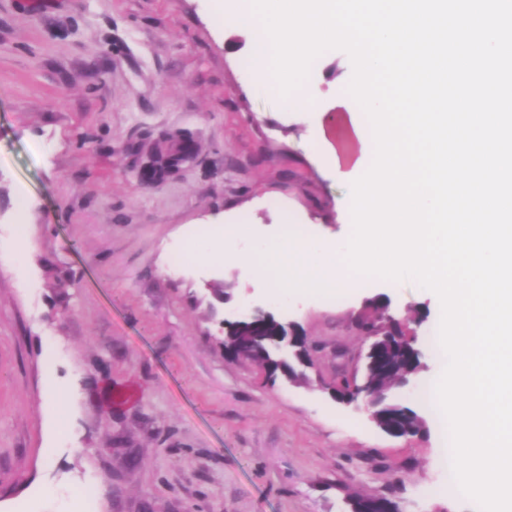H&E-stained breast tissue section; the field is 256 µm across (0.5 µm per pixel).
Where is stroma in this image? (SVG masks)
I'll return each instance as SVG.
<instances>
[{"label":"stroma","instance_id":"stroma-1","mask_svg":"<svg viewBox=\"0 0 512 512\" xmlns=\"http://www.w3.org/2000/svg\"><path fill=\"white\" fill-rule=\"evenodd\" d=\"M352 73L330 50L304 86L327 108ZM318 118L253 83L247 39L210 0H0V512H60L91 480V512H350L360 496L479 512L449 489L448 427L422 398L445 365L428 290L360 275L333 301L290 293L277 312L313 364L272 382L222 345L223 320L271 299L268 280L169 268L211 223L244 225V255L290 221L351 235ZM179 131L193 159L149 180L152 147ZM387 317L421 353L394 391L424 421L407 438L332 396L363 380V321ZM51 381L68 394L61 430Z\"/></svg>","mask_w":512,"mask_h":512}]
</instances>
